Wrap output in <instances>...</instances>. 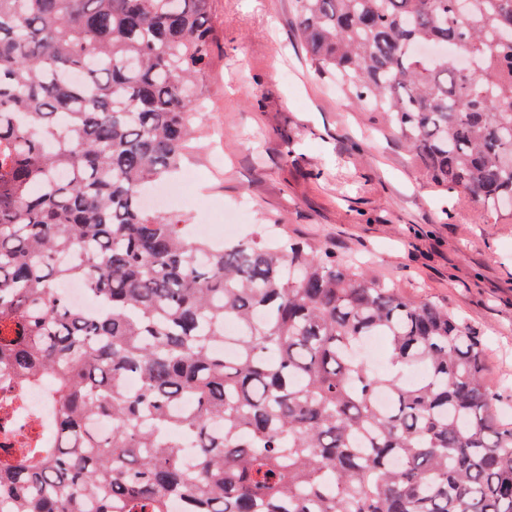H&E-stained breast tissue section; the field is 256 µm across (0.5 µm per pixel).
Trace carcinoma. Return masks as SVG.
<instances>
[{
    "instance_id": "1",
    "label": "carcinoma",
    "mask_w": 512,
    "mask_h": 512,
    "mask_svg": "<svg viewBox=\"0 0 512 512\" xmlns=\"http://www.w3.org/2000/svg\"><path fill=\"white\" fill-rule=\"evenodd\" d=\"M294 6L315 69L423 176L512 213V0ZM209 12L0 0V421L28 385L55 404L51 442L0 452V512H512L509 396L462 317L328 248L218 244L144 205L194 139Z\"/></svg>"
}]
</instances>
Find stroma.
I'll return each mask as SVG.
<instances>
[{
    "label": "stroma",
    "mask_w": 512,
    "mask_h": 512,
    "mask_svg": "<svg viewBox=\"0 0 512 512\" xmlns=\"http://www.w3.org/2000/svg\"><path fill=\"white\" fill-rule=\"evenodd\" d=\"M217 33L201 137L173 187L188 232L242 215L239 239L326 245L466 318L490 384H512V218L445 197L378 113L317 75L292 0H211Z\"/></svg>",
    "instance_id": "1"
}]
</instances>
